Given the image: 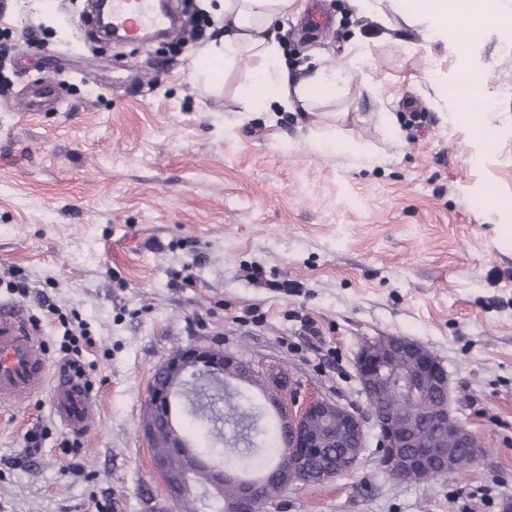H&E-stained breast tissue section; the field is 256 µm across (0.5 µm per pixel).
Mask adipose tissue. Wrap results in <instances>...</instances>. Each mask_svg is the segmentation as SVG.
<instances>
[{
	"label": "adipose tissue",
	"instance_id": "adipose-tissue-1",
	"mask_svg": "<svg viewBox=\"0 0 512 512\" xmlns=\"http://www.w3.org/2000/svg\"><path fill=\"white\" fill-rule=\"evenodd\" d=\"M295 0H213L211 11L224 20V33L202 50L194 75L204 85L212 86L223 79L227 70L244 57L257 59L246 83L239 91L242 112H251L269 103H277L288 112H309L316 103L333 94L341 70L328 60L312 74L293 78L274 25L287 17ZM403 21L424 15L432 26L428 39L447 38L449 23L469 25L472 36H479L490 24H505L511 18L496 8V0H397ZM459 89L445 95L451 111L466 116L475 134L485 145L494 142L493 129L483 119L479 107L486 97L481 78L469 67H462L455 79Z\"/></svg>",
	"mask_w": 512,
	"mask_h": 512
}]
</instances>
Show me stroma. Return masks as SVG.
<instances>
[{
	"label": "stroma",
	"instance_id": "obj_1",
	"mask_svg": "<svg viewBox=\"0 0 512 512\" xmlns=\"http://www.w3.org/2000/svg\"><path fill=\"white\" fill-rule=\"evenodd\" d=\"M330 28L301 34L312 5ZM81 0H0V305L37 325L50 367L81 349L99 400L74 436L45 390L0 408V512H170L140 426L157 366L224 350L365 409L355 357L407 336L448 371L485 443L467 471L390 478L357 468L267 512H501L512 498V28L432 41L394 0H295L277 35L290 65L346 71L315 114L240 117L243 59L201 91L203 37L96 47ZM369 59L350 60L359 42ZM483 79L494 147L436 102L461 65ZM339 142L324 150L319 139ZM374 161H367V154ZM261 265L267 278L248 276ZM25 278L26 293L9 288ZM297 282L296 292L270 288ZM261 318L243 321L246 309ZM86 333L64 338L61 316ZM321 329L307 335L301 316ZM40 434L30 447L28 431Z\"/></svg>",
	"mask_w": 512,
	"mask_h": 512
}]
</instances>
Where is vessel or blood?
<instances>
[{
  "label": "vessel or blood",
  "instance_id": "obj_1",
  "mask_svg": "<svg viewBox=\"0 0 512 512\" xmlns=\"http://www.w3.org/2000/svg\"><path fill=\"white\" fill-rule=\"evenodd\" d=\"M113 28L125 39L138 41L146 31L171 30L173 18L155 0H110ZM29 316L17 306L0 308V405L9 406L53 388V412L70 431L87 433L98 417V399L85 380L75 375L52 378L44 354L34 339Z\"/></svg>",
  "mask_w": 512,
  "mask_h": 512
}]
</instances>
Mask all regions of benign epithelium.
Segmentation results:
<instances>
[{
    "mask_svg": "<svg viewBox=\"0 0 512 512\" xmlns=\"http://www.w3.org/2000/svg\"><path fill=\"white\" fill-rule=\"evenodd\" d=\"M356 374L362 395L374 401V406L365 412L330 397L312 396L300 403L279 382L243 359L220 350L189 346L168 358L153 374L141 432L150 447L158 440L170 439L169 447L173 451L165 458L153 460L155 471L165 480L170 501L175 504L192 493L194 474L203 466L210 470L211 487L216 493L224 491V483L236 481V474L223 465L198 455L187 438L169 437L174 426L173 401L193 392L189 388L191 379L219 386L242 384L261 394L277 416L286 438V459L276 474L286 490L322 484L353 471L367 447V434L371 430L379 448L378 466L389 476L421 482L435 471L444 477L455 472V460L446 441H436L415 453L407 452L415 445L416 421H404L402 411L392 404L384 409L376 408L395 391L402 394L408 406H422L424 422L453 427L454 437L471 445L474 459L481 458L480 439L457 417L450 401L431 400V393L437 388L449 393V378L443 363L428 347L407 336L368 339L357 353ZM347 437L352 446L338 456L336 468L310 476L309 465L322 448ZM259 494L256 485H239L238 494L224 502V512H254Z\"/></svg>",
    "mask_w": 512,
    "mask_h": 512,
    "instance_id": "obj_1",
    "label": "benign epithelium"
}]
</instances>
